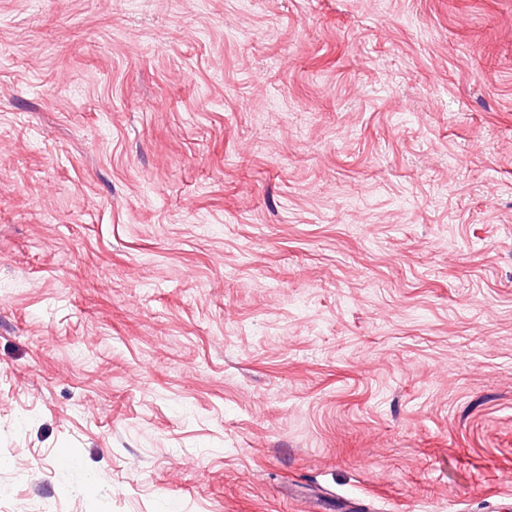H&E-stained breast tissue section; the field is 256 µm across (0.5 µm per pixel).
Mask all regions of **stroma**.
Listing matches in <instances>:
<instances>
[{"mask_svg": "<svg viewBox=\"0 0 512 512\" xmlns=\"http://www.w3.org/2000/svg\"><path fill=\"white\" fill-rule=\"evenodd\" d=\"M0 512H512V0H0Z\"/></svg>", "mask_w": 512, "mask_h": 512, "instance_id": "35a3bbf8", "label": "stroma"}]
</instances>
